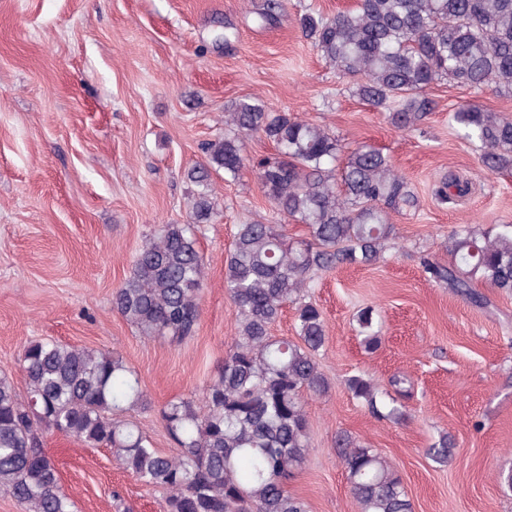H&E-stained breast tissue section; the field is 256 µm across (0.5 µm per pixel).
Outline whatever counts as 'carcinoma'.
Wrapping results in <instances>:
<instances>
[{
    "label": "carcinoma",
    "mask_w": 512,
    "mask_h": 512,
    "mask_svg": "<svg viewBox=\"0 0 512 512\" xmlns=\"http://www.w3.org/2000/svg\"><path fill=\"white\" fill-rule=\"evenodd\" d=\"M299 28L326 63L352 79L356 96L400 130L419 129L433 109L427 91L442 79L512 91V0H355L332 17L308 9ZM449 118L480 147L486 169L512 168L511 118L475 102ZM225 123L229 131L203 145L205 163L186 173L194 186L191 223L158 225L113 291L112 309L148 338L195 335L205 277L197 233L217 214L211 174L239 178L246 136L274 143L277 157L260 161L257 177L274 211L306 225L309 236L290 243L283 224L235 225L224 288L235 306L236 336L201 402L183 398L160 409L175 456L156 450L123 419L127 409L150 402L122 355L56 340L27 345L19 360L25 391L0 375V493L28 512H73L44 449L49 434L110 448L138 481L167 492L166 512H308L288 481L310 445L302 394H322L328 383L315 360L326 341L325 322L302 299L303 289L319 272L377 263L394 231L390 213L418 200L379 150L358 147L339 168L332 134L258 99L236 101ZM468 191V182L450 176L436 196L445 203ZM448 254L446 265L422 259L429 278L476 303L482 298L472 291L475 282L512 293V224L464 226L448 237ZM288 303L297 305L296 336L278 338L271 327ZM358 321L365 349H376L374 310L363 309ZM347 387L373 414L403 416L390 390L372 380L352 376ZM452 446L443 435L428 455L444 464ZM336 454L359 512H414L401 476L375 449L341 435Z\"/></svg>",
    "instance_id": "obj_1"
}]
</instances>
